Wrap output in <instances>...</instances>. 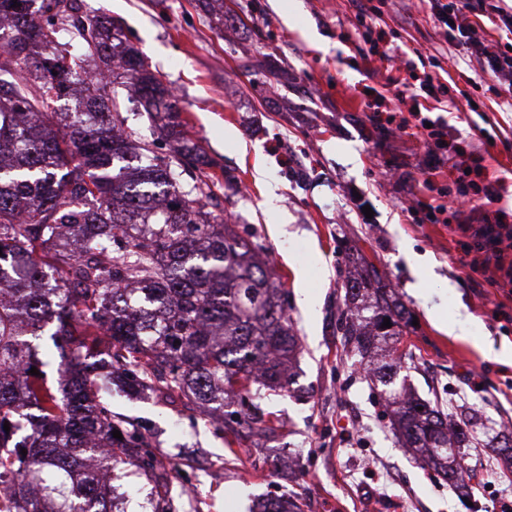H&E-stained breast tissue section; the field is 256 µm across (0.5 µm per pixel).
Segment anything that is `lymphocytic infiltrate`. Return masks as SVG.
Segmentation results:
<instances>
[{"mask_svg": "<svg viewBox=\"0 0 512 512\" xmlns=\"http://www.w3.org/2000/svg\"><path fill=\"white\" fill-rule=\"evenodd\" d=\"M428 5L435 24L451 44L462 49L468 62L488 76L501 97L500 109L512 111V53L488 38L492 28L512 34V0H428ZM381 89L391 100L408 106L409 115L402 118L400 131H416L428 146L424 178L415 184L417 210L436 224L443 223L445 214H453L458 231L468 239L471 272L483 275L496 268L499 276L492 279V286L512 288V264L504 262L506 251L512 249V225L501 205L505 193L502 179L489 175L482 163H475L472 171L480 181L476 191L455 192L464 209L452 213L443 202L448 195L445 181L462 168L460 150L448 143L443 115L457 110L460 102H473V95H461L440 71L418 73L410 57L401 60L396 74L385 77ZM431 112L436 115L432 121L427 118ZM430 191L435 194L431 200L426 197Z\"/></svg>", "mask_w": 512, "mask_h": 512, "instance_id": "f902f5d3", "label": "lymphocytic infiltrate"}]
</instances>
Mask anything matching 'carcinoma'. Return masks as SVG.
<instances>
[{
	"label": "carcinoma",
	"mask_w": 512,
	"mask_h": 512,
	"mask_svg": "<svg viewBox=\"0 0 512 512\" xmlns=\"http://www.w3.org/2000/svg\"><path fill=\"white\" fill-rule=\"evenodd\" d=\"M116 84L154 113L170 155L132 139ZM61 101L74 107L54 111ZM190 163L205 166L203 152L120 26L78 0H0V512H170L150 422L112 412L116 377L194 406L236 399L224 428L239 445L282 426L254 399L290 388L300 353L280 284L257 260L265 247L205 209L210 175L184 181ZM344 288L338 330L378 377L402 447L468 491L475 415L450 421L397 386L412 315L374 265ZM47 332L55 387L30 373V337ZM121 465L144 483H124ZM259 512L301 510L276 495Z\"/></svg>",
	"instance_id": "1"
}]
</instances>
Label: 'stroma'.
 Instances as JSON below:
<instances>
[{
  "instance_id": "35a3bbf8",
  "label": "stroma",
  "mask_w": 512,
  "mask_h": 512,
  "mask_svg": "<svg viewBox=\"0 0 512 512\" xmlns=\"http://www.w3.org/2000/svg\"><path fill=\"white\" fill-rule=\"evenodd\" d=\"M81 2L120 23L171 88L211 163L209 208L266 246L301 344L302 394L265 393L263 408L284 428L255 447H229L221 426L181 401L113 392V411L149 419L160 448L183 463L171 477L176 512H251L272 489L304 499V512H512V473L497 453L512 439V365L487 355H512V298L470 275L452 227L412 218L404 176H421L427 146L398 132L397 106L364 96L368 68L394 60L366 62L351 0H235L220 29L196 0ZM379 9L393 44L437 57L469 89L472 71L426 0ZM496 100L486 92L482 111L446 120L468 151L483 145L482 131L493 135L485 164L512 194V112ZM365 261L418 321L401 376L446 412L478 416L466 450L480 479L472 500L401 448L376 390L342 350L336 310ZM305 293L313 311L300 302Z\"/></svg>"
}]
</instances>
